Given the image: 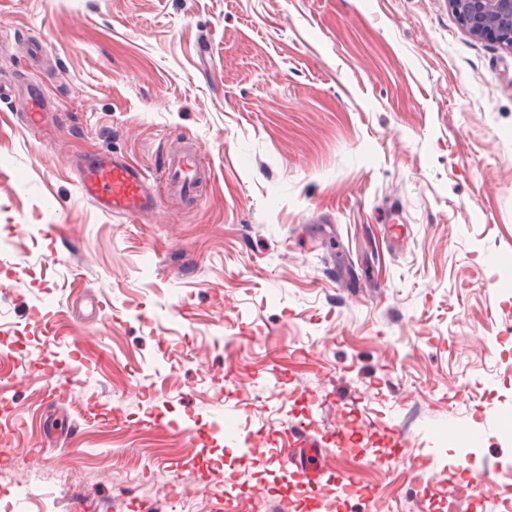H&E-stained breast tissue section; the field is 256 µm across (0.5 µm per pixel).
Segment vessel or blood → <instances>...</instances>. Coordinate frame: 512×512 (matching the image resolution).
Segmentation results:
<instances>
[{"label": "vessel or blood", "mask_w": 512, "mask_h": 512, "mask_svg": "<svg viewBox=\"0 0 512 512\" xmlns=\"http://www.w3.org/2000/svg\"><path fill=\"white\" fill-rule=\"evenodd\" d=\"M14 116L26 130L42 141L53 140L60 124L50 109L44 88L34 85L13 107ZM80 193L102 214L140 220L161 209L165 200L179 199L184 208H195L202 196V185L211 172L202 147L192 141L167 155L160 175L128 162L110 152H91L71 158ZM290 440L279 448L276 459L292 484L303 491H313L325 475L327 453L301 430L290 428Z\"/></svg>", "instance_id": "obj_1"}]
</instances>
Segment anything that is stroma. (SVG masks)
Wrapping results in <instances>:
<instances>
[{"instance_id":"obj_1","label":"stroma","mask_w":512,"mask_h":512,"mask_svg":"<svg viewBox=\"0 0 512 512\" xmlns=\"http://www.w3.org/2000/svg\"><path fill=\"white\" fill-rule=\"evenodd\" d=\"M27 83L62 130L0 117V512H501L451 465L512 485L511 49L451 0H0ZM186 138L192 210L104 216L68 166ZM297 424L353 497L285 484Z\"/></svg>"}]
</instances>
